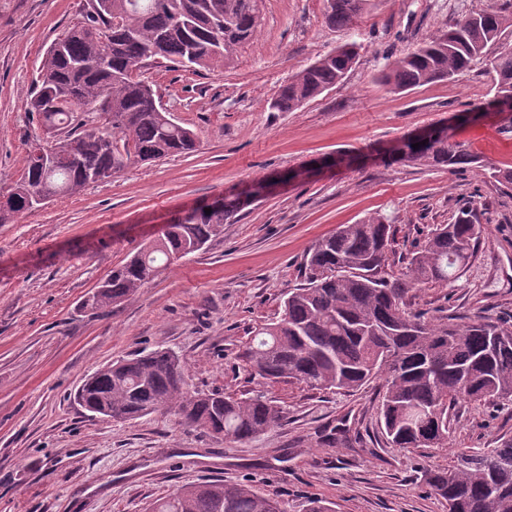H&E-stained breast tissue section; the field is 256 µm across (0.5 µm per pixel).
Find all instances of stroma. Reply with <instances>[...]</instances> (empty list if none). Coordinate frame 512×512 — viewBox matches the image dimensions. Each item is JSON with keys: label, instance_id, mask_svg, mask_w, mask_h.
I'll use <instances>...</instances> for the list:
<instances>
[{"label": "stroma", "instance_id": "stroma-1", "mask_svg": "<svg viewBox=\"0 0 512 512\" xmlns=\"http://www.w3.org/2000/svg\"><path fill=\"white\" fill-rule=\"evenodd\" d=\"M485 0H375L348 27L329 26L323 0H263L255 37L227 67L162 62L144 73L164 106L191 128L197 151L133 164L111 179L0 224V512H147L172 489L221 479L277 493L288 512L309 499L334 512H448L422 469L512 439V405L460 402L448 444L403 449L381 433L379 382L347 393L267 385L241 355L257 324L276 317L304 282V258L339 225L371 215L394 228L389 271L399 274L457 206L483 232L461 278L409 295L412 309L512 322V121L486 114L453 139L482 165L452 171L383 155L408 134L449 124L484 102V61L455 79L390 92L377 77L425 38ZM84 0H0V190L22 175L43 130L27 110L47 47ZM346 43V79L295 112H270L279 86ZM265 189L223 233L159 274L105 316L81 309L112 268L177 215L215 198ZM165 347L186 363L187 387L259 392L286 409L281 425L229 443L168 413L131 423L93 416L73 400L97 367ZM346 428L356 445L335 443Z\"/></svg>", "mask_w": 512, "mask_h": 512}]
</instances>
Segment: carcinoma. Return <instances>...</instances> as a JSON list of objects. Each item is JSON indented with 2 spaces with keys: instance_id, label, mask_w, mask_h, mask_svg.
<instances>
[{
  "instance_id": "1",
  "label": "carcinoma",
  "mask_w": 512,
  "mask_h": 512,
  "mask_svg": "<svg viewBox=\"0 0 512 512\" xmlns=\"http://www.w3.org/2000/svg\"><path fill=\"white\" fill-rule=\"evenodd\" d=\"M371 0H324L333 27H347ZM262 0H86L81 20L43 55L29 110L53 133L52 150L27 152L22 177L0 194V224L131 163L196 148L195 133L160 105L141 78L150 63L186 68L227 66L260 23ZM512 7L493 2L457 20L448 31L390 62L378 81L392 92L432 84L488 58L494 96L512 101ZM160 53H155V48ZM356 47L339 46L281 84L270 112H294L347 76ZM106 123L97 124V105ZM436 128L426 144L401 141L395 160L464 169L476 158ZM246 204L224 198L175 218L162 236L112 269L81 308L106 315L174 261L202 249ZM211 213H205V210ZM482 234L474 209L461 206L409 258L405 271L387 272L394 254L392 225L381 216L343 224L306 257V281L286 293L280 317L255 328L242 358L250 373L271 383L297 382L316 390L354 392L383 380L380 425L396 448L448 444L450 411L461 401L512 402V325L477 315L455 323L409 307V293L446 284L469 265ZM77 401L97 415L127 422L168 411L184 424L237 443L276 426L285 412L262 395L189 392L185 364L155 349L103 366ZM424 481L456 512H512V439L463 454ZM149 512H286L275 495L213 480L184 485L154 501Z\"/></svg>"
}]
</instances>
